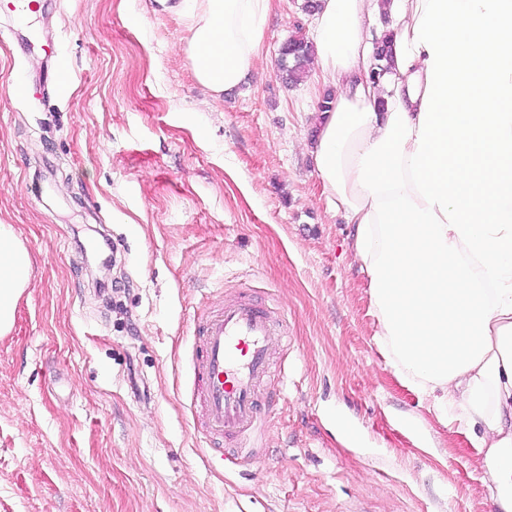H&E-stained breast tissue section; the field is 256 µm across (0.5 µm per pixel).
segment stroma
I'll use <instances>...</instances> for the list:
<instances>
[{
  "label": "stroma",
  "instance_id": "stroma-1",
  "mask_svg": "<svg viewBox=\"0 0 512 512\" xmlns=\"http://www.w3.org/2000/svg\"><path fill=\"white\" fill-rule=\"evenodd\" d=\"M70 85L0 36V222L30 286L0 338V512H495L459 423L441 424L376 342L350 229L303 141L321 101L276 61L309 33L272 0L242 87L210 102L157 0H47ZM27 98L12 91L16 83ZM206 129L198 137V129ZM248 290L288 314L258 460L225 468L190 413L204 307Z\"/></svg>",
  "mask_w": 512,
  "mask_h": 512
}]
</instances>
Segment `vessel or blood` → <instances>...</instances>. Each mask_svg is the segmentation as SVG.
I'll use <instances>...</instances> for the list:
<instances>
[{
	"label": "vessel or blood",
	"mask_w": 512,
	"mask_h": 512,
	"mask_svg": "<svg viewBox=\"0 0 512 512\" xmlns=\"http://www.w3.org/2000/svg\"><path fill=\"white\" fill-rule=\"evenodd\" d=\"M287 315L240 292L210 306L194 331L191 406L212 435L247 438L256 429L258 387L271 368L272 344Z\"/></svg>",
	"instance_id": "vessel-or-blood-1"
}]
</instances>
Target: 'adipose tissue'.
I'll list each match as a JSON object with an SVG mask.
<instances>
[{
  "label": "adipose tissue",
  "instance_id": "adipose-tissue-1",
  "mask_svg": "<svg viewBox=\"0 0 512 512\" xmlns=\"http://www.w3.org/2000/svg\"><path fill=\"white\" fill-rule=\"evenodd\" d=\"M270 8L173 4L211 99L243 84ZM313 24L317 76L336 91L306 148L353 227L375 339L400 381L464 428L492 500L512 512V0H318ZM29 271L1 223V336Z\"/></svg>",
  "mask_w": 512,
  "mask_h": 512
}]
</instances>
